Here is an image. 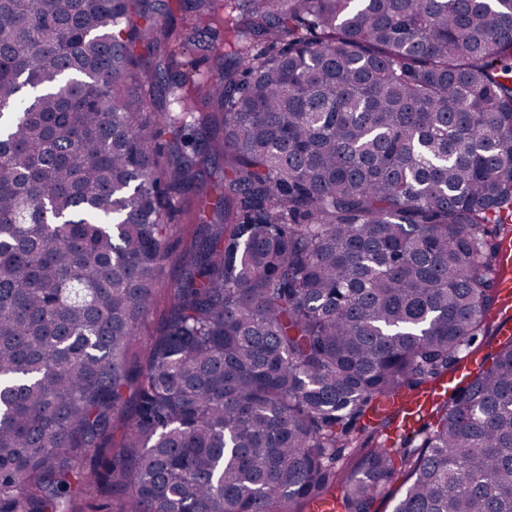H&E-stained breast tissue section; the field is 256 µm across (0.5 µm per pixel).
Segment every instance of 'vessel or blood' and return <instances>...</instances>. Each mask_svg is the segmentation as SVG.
<instances>
[{
    "label": "vessel or blood",
    "mask_w": 512,
    "mask_h": 512,
    "mask_svg": "<svg viewBox=\"0 0 512 512\" xmlns=\"http://www.w3.org/2000/svg\"><path fill=\"white\" fill-rule=\"evenodd\" d=\"M497 300L486 314L499 340L512 338V247H504L495 274ZM481 363L480 356L471 354L462 360L457 369L450 373L433 390L419 395H399L384 400L387 412L396 416L393 432L405 435L414 430L419 415L433 402L447 396L449 390L467 381Z\"/></svg>",
    "instance_id": "vessel-or-blood-1"
}]
</instances>
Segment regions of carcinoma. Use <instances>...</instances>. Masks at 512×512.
I'll return each mask as SVG.
<instances>
[{"label":"carcinoma","mask_w":512,"mask_h":512,"mask_svg":"<svg viewBox=\"0 0 512 512\" xmlns=\"http://www.w3.org/2000/svg\"><path fill=\"white\" fill-rule=\"evenodd\" d=\"M189 4L217 77L145 96L143 54L192 40L151 0H0V512H78L92 484L113 512H375L397 476L393 512H512V341L400 467L371 443L496 298L512 0ZM195 197H178L172 203L173 213L171 221V241L173 243L172 255L164 262V265L157 276L153 292L156 300V312L149 316L145 326L141 330V336H138L134 343L131 365H142L145 358L144 342L150 334L153 333L158 322L160 311L163 308L167 296V288H170L173 281L179 273L178 259L181 256L184 240L192 231L193 225L190 223L192 213L195 208Z\"/></svg>","instance_id":"1"}]
</instances>
